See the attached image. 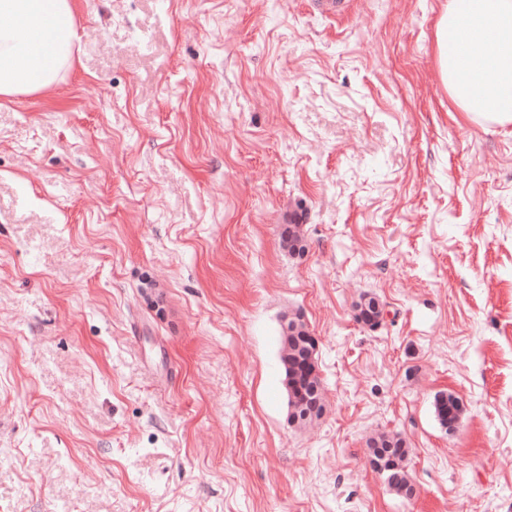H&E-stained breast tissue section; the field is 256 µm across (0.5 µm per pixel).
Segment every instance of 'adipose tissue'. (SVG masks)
<instances>
[{"instance_id": "adipose-tissue-1", "label": "adipose tissue", "mask_w": 512, "mask_h": 512, "mask_svg": "<svg viewBox=\"0 0 512 512\" xmlns=\"http://www.w3.org/2000/svg\"><path fill=\"white\" fill-rule=\"evenodd\" d=\"M79 0H0V99L53 86L73 57ZM436 56L449 97L475 123H512V0H448Z\"/></svg>"}]
</instances>
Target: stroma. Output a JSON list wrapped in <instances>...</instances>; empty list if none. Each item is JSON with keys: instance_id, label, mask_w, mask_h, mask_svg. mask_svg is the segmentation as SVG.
<instances>
[{"instance_id": "stroma-1", "label": "stroma", "mask_w": 512, "mask_h": 512, "mask_svg": "<svg viewBox=\"0 0 512 512\" xmlns=\"http://www.w3.org/2000/svg\"><path fill=\"white\" fill-rule=\"evenodd\" d=\"M446 2L81 0L58 84L0 100V512H512V124L449 98ZM372 297L373 296H364L361 299L360 303L357 305V316L364 325L377 327L385 320L387 310L386 304L381 302L377 297H373L374 301L371 304V310H368L367 305ZM286 330L287 336H294L297 339L301 338L306 341L309 347L310 353L307 362L303 364V368L306 373H310V378L317 376L319 381L312 386L305 402L310 401V405L314 409L313 414L318 409H321L322 416L326 410L325 389L319 374L317 361L314 359V354L319 350V338L299 315L292 316L288 319ZM377 442L378 439H374L370 443L369 464L371 468L393 487L402 486L404 484L411 485V479L406 467L408 456L400 461L397 456L391 453L392 448H390L387 452L380 454V459H376L373 455L374 451L381 450V448H373Z\"/></svg>"}]
</instances>
